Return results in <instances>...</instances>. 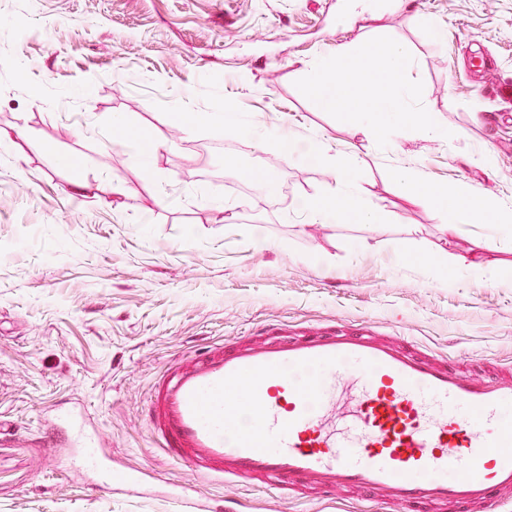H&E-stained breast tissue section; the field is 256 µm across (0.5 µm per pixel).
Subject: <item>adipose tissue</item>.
Returning a JSON list of instances; mask_svg holds the SVG:
<instances>
[{
	"label": "adipose tissue",
	"instance_id": "obj_1",
	"mask_svg": "<svg viewBox=\"0 0 512 512\" xmlns=\"http://www.w3.org/2000/svg\"><path fill=\"white\" fill-rule=\"evenodd\" d=\"M371 56L379 58L378 70H369L367 66V59ZM371 56L366 57L350 49H343L339 54L340 66L349 72V80L343 84L338 83L329 70L320 69L312 76L310 89L323 106L339 111L352 89L367 82L374 92L381 94L386 111L391 112L393 117H400L405 110L401 88L410 54L405 47L378 43L373 45Z\"/></svg>",
	"mask_w": 512,
	"mask_h": 512
}]
</instances>
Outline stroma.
<instances>
[{"instance_id": "1", "label": "stroma", "mask_w": 512, "mask_h": 512, "mask_svg": "<svg viewBox=\"0 0 512 512\" xmlns=\"http://www.w3.org/2000/svg\"><path fill=\"white\" fill-rule=\"evenodd\" d=\"M378 42L409 50L405 104L434 135L308 91ZM0 134V512H182L180 485L212 508L354 512L352 492L284 499L158 448V373L232 339L369 322L512 366V0H0ZM450 186L500 209L430 194ZM59 410L155 491L93 485Z\"/></svg>"}]
</instances>
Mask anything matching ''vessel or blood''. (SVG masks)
<instances>
[{
    "mask_svg": "<svg viewBox=\"0 0 512 512\" xmlns=\"http://www.w3.org/2000/svg\"><path fill=\"white\" fill-rule=\"evenodd\" d=\"M150 418L167 455L237 484L350 488L403 512L512 499V380L369 323L179 359L155 381Z\"/></svg>",
    "mask_w": 512,
    "mask_h": 512,
    "instance_id": "vessel-or-blood-1",
    "label": "vessel or blood"
}]
</instances>
